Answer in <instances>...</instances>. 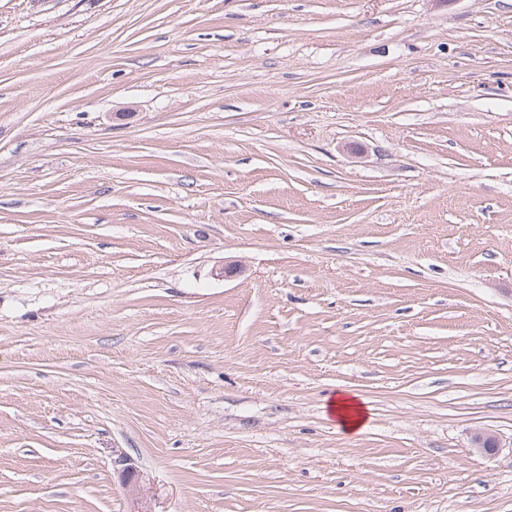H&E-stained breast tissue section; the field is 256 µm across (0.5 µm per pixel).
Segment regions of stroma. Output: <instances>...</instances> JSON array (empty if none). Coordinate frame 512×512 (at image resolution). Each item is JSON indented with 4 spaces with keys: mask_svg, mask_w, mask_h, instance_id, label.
I'll return each instance as SVG.
<instances>
[{
    "mask_svg": "<svg viewBox=\"0 0 512 512\" xmlns=\"http://www.w3.org/2000/svg\"><path fill=\"white\" fill-rule=\"evenodd\" d=\"M117 450L512 512V0H0V512H128ZM328 413L336 425L347 433H360L367 426L368 414L357 395L347 391L334 393L328 401Z\"/></svg>",
    "mask_w": 512,
    "mask_h": 512,
    "instance_id": "35a3bbf8",
    "label": "stroma"
}]
</instances>
